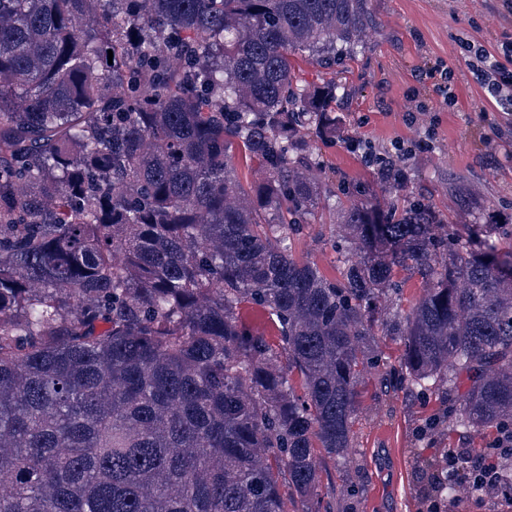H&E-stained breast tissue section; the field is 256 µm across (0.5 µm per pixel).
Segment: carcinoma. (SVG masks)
Here are the masks:
<instances>
[{"label":"carcinoma","mask_w":512,"mask_h":512,"mask_svg":"<svg viewBox=\"0 0 512 512\" xmlns=\"http://www.w3.org/2000/svg\"><path fill=\"white\" fill-rule=\"evenodd\" d=\"M369 2L0 0V512H321L385 338L430 423L512 424V254L378 169L335 210L339 274L293 255ZM447 464L419 455L421 493L455 497ZM238 314L241 322L255 333L267 336L270 343L274 346L279 344L277 330L270 321L267 313L252 303H242L239 307Z\"/></svg>","instance_id":"carcinoma-1"}]
</instances>
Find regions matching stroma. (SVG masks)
Segmentation results:
<instances>
[{
  "mask_svg": "<svg viewBox=\"0 0 512 512\" xmlns=\"http://www.w3.org/2000/svg\"><path fill=\"white\" fill-rule=\"evenodd\" d=\"M377 28L358 62L340 80L349 94L338 104L349 138L329 143L310 138L313 153L330 179L368 180L372 170L365 148L388 154L396 143L411 144L435 125L432 145L405 161L404 185L412 199H429L448 216V230L468 234L453 213L458 188L472 191L479 221L512 230L511 121L467 65L468 47L499 54L512 42V0H371ZM452 70L454 103L439 94L423 74L437 61ZM327 203L315 211L314 224L295 237L297 258L317 264L328 275L338 265L329 241L333 231ZM368 391L353 426V446L340 463L322 468V500L329 512H421L414 475L424 440L450 442L455 448L480 450L487 442L471 430L444 436L420 430L436 401L399 386L385 366L367 368Z\"/></svg>",
  "mask_w": 512,
  "mask_h": 512,
  "instance_id": "stroma-1",
  "label": "stroma"
}]
</instances>
